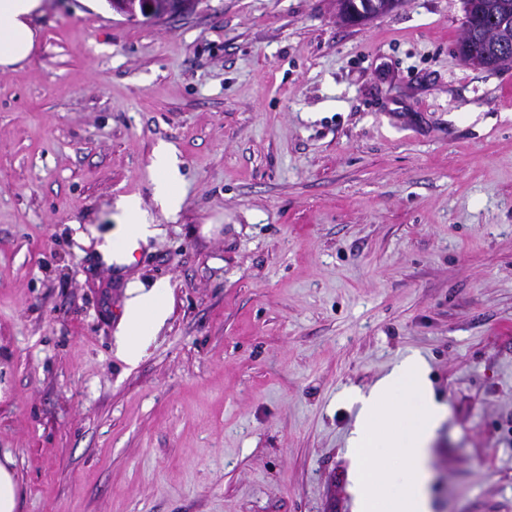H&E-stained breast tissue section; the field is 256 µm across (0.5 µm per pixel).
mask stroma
I'll return each instance as SVG.
<instances>
[{
  "instance_id": "35a3bbf8",
  "label": "stroma",
  "mask_w": 512,
  "mask_h": 512,
  "mask_svg": "<svg viewBox=\"0 0 512 512\" xmlns=\"http://www.w3.org/2000/svg\"><path fill=\"white\" fill-rule=\"evenodd\" d=\"M463 0L160 20L44 0L0 68V453L18 512H353L350 390L423 357L434 512H512V68ZM178 160L165 213L152 157ZM135 197L154 236L96 249ZM172 308L138 365L131 285ZM503 46H499L498 43L486 41L482 36H474L470 40L457 41V52L465 61L468 58L466 64L475 70H484L487 68V63H493L499 56V53L503 52ZM472 57H480L482 59H469ZM486 62H485V61Z\"/></svg>"
}]
</instances>
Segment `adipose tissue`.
<instances>
[{
    "label": "adipose tissue",
    "mask_w": 512,
    "mask_h": 512,
    "mask_svg": "<svg viewBox=\"0 0 512 512\" xmlns=\"http://www.w3.org/2000/svg\"><path fill=\"white\" fill-rule=\"evenodd\" d=\"M41 6L42 0H0L1 66L28 57L34 40L29 20ZM152 166L157 200L165 211L177 212L183 195L175 158L158 147ZM118 206L125 222L99 247L108 264L130 262L133 251L154 234L138 200L125 198ZM168 314L167 283L129 289L117 340L126 363L141 360ZM350 399L358 406L348 442L355 512H432L428 464L448 411L433 398L424 360L406 357L369 391H353Z\"/></svg>",
    "instance_id": "ef3b65f1"
}]
</instances>
